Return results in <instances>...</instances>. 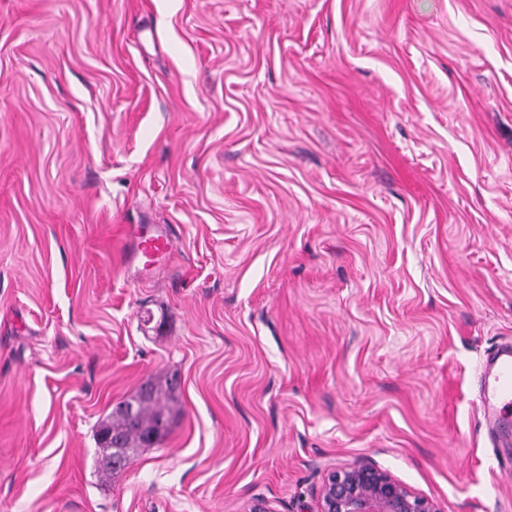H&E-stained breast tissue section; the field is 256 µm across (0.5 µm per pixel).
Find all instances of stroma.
<instances>
[{
    "instance_id": "stroma-1",
    "label": "stroma",
    "mask_w": 512,
    "mask_h": 512,
    "mask_svg": "<svg viewBox=\"0 0 512 512\" xmlns=\"http://www.w3.org/2000/svg\"><path fill=\"white\" fill-rule=\"evenodd\" d=\"M137 224L174 239L143 277ZM503 343L512 0H0V512H314L359 461L512 512ZM484 366L479 391L484 415L504 417L512 408V346L488 353ZM150 393L143 395L138 389L134 395L120 401L115 406V412L100 428L112 431L121 441L112 444H100L103 455L99 461L100 468L105 472L114 473L116 470L110 466L112 462H122L127 465L137 455L138 449L144 447L146 439L156 434L155 444H160L170 431L173 401L171 385L163 388L161 384H149ZM132 411L130 417L129 412ZM99 428V429H100ZM112 434L101 431L100 439L104 443L110 442Z\"/></svg>"
}]
</instances>
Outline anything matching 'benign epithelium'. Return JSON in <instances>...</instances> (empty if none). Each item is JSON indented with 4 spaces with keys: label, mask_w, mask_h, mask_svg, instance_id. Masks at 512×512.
Returning <instances> with one entry per match:
<instances>
[{
    "label": "benign epithelium",
    "mask_w": 512,
    "mask_h": 512,
    "mask_svg": "<svg viewBox=\"0 0 512 512\" xmlns=\"http://www.w3.org/2000/svg\"><path fill=\"white\" fill-rule=\"evenodd\" d=\"M316 512H442L373 463L355 462L331 471L320 488Z\"/></svg>",
    "instance_id": "1"
}]
</instances>
